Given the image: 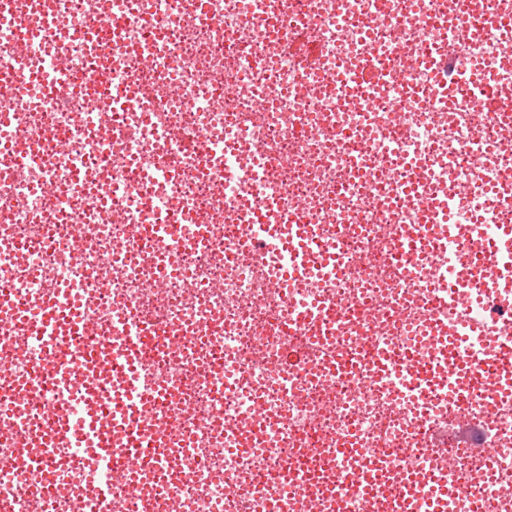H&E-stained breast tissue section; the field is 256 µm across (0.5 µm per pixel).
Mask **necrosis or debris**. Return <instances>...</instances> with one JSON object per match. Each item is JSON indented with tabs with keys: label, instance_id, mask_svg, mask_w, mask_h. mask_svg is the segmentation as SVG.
I'll return each instance as SVG.
<instances>
[{
	"label": "necrosis or debris",
	"instance_id": "necrosis-or-debris-1",
	"mask_svg": "<svg viewBox=\"0 0 512 512\" xmlns=\"http://www.w3.org/2000/svg\"><path fill=\"white\" fill-rule=\"evenodd\" d=\"M512 0H6L0 8V291L23 310L46 295L81 304L64 341L0 320V375L34 403L0 395V505L91 512L99 485L82 449L40 473L16 466L56 409L41 353L107 348L117 316L147 325L140 369L168 387L156 425L179 435L153 474L112 470L113 512H262L282 478V512H369L374 495L436 458L486 488L482 512H512V394L405 399L375 356L417 325L480 317L484 284L433 305L457 248L487 249L476 215L512 225ZM387 79L362 85L364 69ZM82 76L54 91L57 70ZM496 113L478 111L483 94ZM449 200L426 226L409 184ZM267 224L247 246L255 219ZM190 247L160 248L156 225ZM336 307L325 337L284 332L287 309ZM250 418L249 451L229 429ZM481 428L484 456L448 439ZM351 444L349 467L330 462Z\"/></svg>",
	"mask_w": 512,
	"mask_h": 512
}]
</instances>
